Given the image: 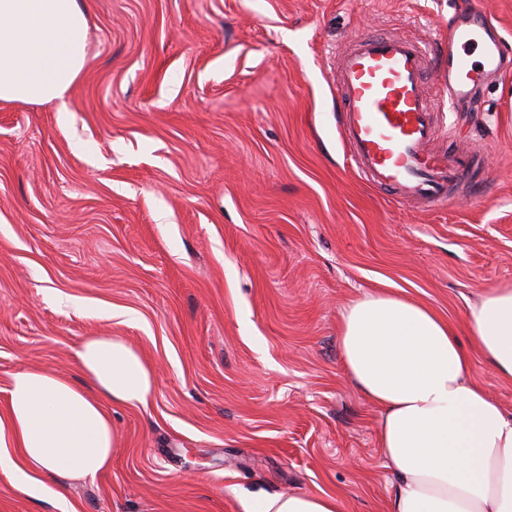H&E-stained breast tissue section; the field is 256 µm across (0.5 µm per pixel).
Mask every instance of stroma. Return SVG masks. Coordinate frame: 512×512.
I'll use <instances>...</instances> for the list:
<instances>
[{
    "label": "stroma",
    "instance_id": "35a3bbf8",
    "mask_svg": "<svg viewBox=\"0 0 512 512\" xmlns=\"http://www.w3.org/2000/svg\"><path fill=\"white\" fill-rule=\"evenodd\" d=\"M90 57L65 111L0 105V411L25 367L77 378L84 337L157 373L110 407L112 466L75 512H244L255 494L388 512L379 411L340 355L366 291L428 305L458 336L512 284V77L443 115L436 148L481 145L445 209L400 206L352 169L336 56L357 31L446 42L512 0H87ZM0 512H59L0 469Z\"/></svg>",
    "mask_w": 512,
    "mask_h": 512
}]
</instances>
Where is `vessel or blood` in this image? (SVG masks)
<instances>
[{"label":"vessel or blood","instance_id":"b4317fda","mask_svg":"<svg viewBox=\"0 0 512 512\" xmlns=\"http://www.w3.org/2000/svg\"><path fill=\"white\" fill-rule=\"evenodd\" d=\"M472 47L480 49V61L470 60ZM432 68L447 73L434 97L426 87ZM511 70L512 51L479 11L457 19L443 48L407 36L354 34L336 61L338 127L351 161L399 205L447 206L475 154L431 149L438 112L456 108L486 80Z\"/></svg>","mask_w":512,"mask_h":512}]
</instances>
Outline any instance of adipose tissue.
I'll return each instance as SVG.
<instances>
[{"label":"adipose tissue","instance_id":"ef3b65f1","mask_svg":"<svg viewBox=\"0 0 512 512\" xmlns=\"http://www.w3.org/2000/svg\"><path fill=\"white\" fill-rule=\"evenodd\" d=\"M80 0H0V104L63 103L88 64ZM467 337L406 297L367 292L342 312L343 369L379 411L378 441L394 474L389 512H512V411L469 377L472 352L512 378V287L467 306ZM83 385L40 369L12 374L0 412V468L64 502L58 486L112 464L109 406L145 408L154 366L118 336H88L75 353ZM22 465H15V458ZM244 512H344L340 497L259 495Z\"/></svg>","mask_w":512,"mask_h":512}]
</instances>
